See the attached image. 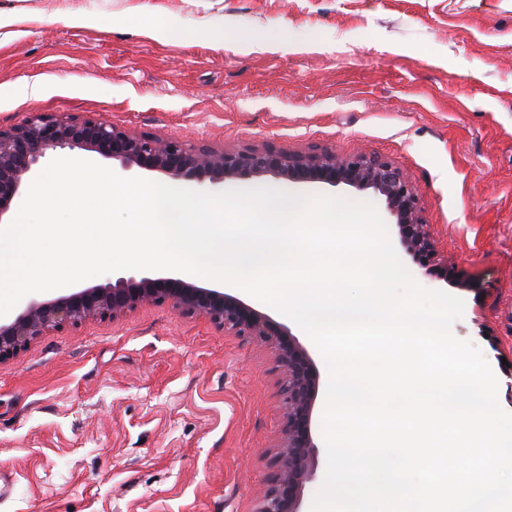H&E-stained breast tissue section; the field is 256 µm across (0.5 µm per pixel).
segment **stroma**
I'll return each mask as SVG.
<instances>
[{"label":"stroma","mask_w":512,"mask_h":512,"mask_svg":"<svg viewBox=\"0 0 512 512\" xmlns=\"http://www.w3.org/2000/svg\"><path fill=\"white\" fill-rule=\"evenodd\" d=\"M35 113L391 161L464 285L417 282L463 300L452 332L512 414V0H0V125ZM290 330L319 377L310 512L328 371ZM284 377L267 347L168 304L47 332L0 362V512H254Z\"/></svg>","instance_id":"stroma-1"}]
</instances>
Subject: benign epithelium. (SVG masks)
Returning <instances> with one entry per match:
<instances>
[{
	"mask_svg": "<svg viewBox=\"0 0 512 512\" xmlns=\"http://www.w3.org/2000/svg\"><path fill=\"white\" fill-rule=\"evenodd\" d=\"M65 149L95 153L120 162L126 171L145 170L173 181L218 185L270 176L293 183L371 189L384 198L399 242L421 272L463 286L457 269L438 258L414 187L393 163L363 151L338 155L325 148L195 147L133 132L104 119L39 113L20 124L0 126V220L40 159ZM165 303L184 314L203 316L228 334L260 341L274 352L285 373L283 443L276 455V475L255 512H302V488L314 476L311 421L318 389L314 361L287 326L233 294L178 277L148 274L36 300L13 319L0 321V362L16 357L49 331L88 320L116 321L143 305Z\"/></svg>",
	"mask_w": 512,
	"mask_h": 512,
	"instance_id": "7a95c632",
	"label": "benign epithelium"
}]
</instances>
